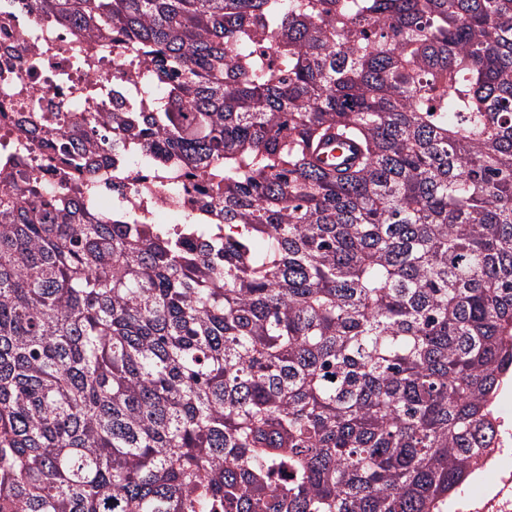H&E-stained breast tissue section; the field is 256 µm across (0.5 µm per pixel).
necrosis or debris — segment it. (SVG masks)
I'll list each match as a JSON object with an SVG mask.
<instances>
[{
  "label": "necrosis or debris",
  "instance_id": "4bbe7bcc",
  "mask_svg": "<svg viewBox=\"0 0 512 512\" xmlns=\"http://www.w3.org/2000/svg\"><path fill=\"white\" fill-rule=\"evenodd\" d=\"M69 34L52 15H24L10 0H0V138L14 143L0 151V168L20 171L54 187L76 182L80 169L54 161L50 152L34 136L21 133V126L33 121L34 111L51 108L75 109L83 90H99V109L111 111L113 104L140 92L143 75L131 62L115 63L111 51L100 52L93 68L75 67L71 60L56 54V45ZM25 88L39 96L37 106L20 103L17 89ZM100 191L95 204L98 212L110 210L112 199L133 209H145L149 221L170 217L179 227L186 213L196 211L202 183L192 170L174 168L158 172L146 166H103L98 172ZM512 392L494 397L490 414L496 437L490 448L466 474L473 492L460 493L459 503L467 512H512V418L503 411Z\"/></svg>",
  "mask_w": 512,
  "mask_h": 512
}]
</instances>
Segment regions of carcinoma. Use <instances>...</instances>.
Here are the masks:
<instances>
[{"instance_id":"carcinoma-1","label":"carcinoma","mask_w":512,"mask_h":512,"mask_svg":"<svg viewBox=\"0 0 512 512\" xmlns=\"http://www.w3.org/2000/svg\"><path fill=\"white\" fill-rule=\"evenodd\" d=\"M16 2L167 84L0 185V512H440L512 365V0ZM112 151L205 212L99 215Z\"/></svg>"}]
</instances>
